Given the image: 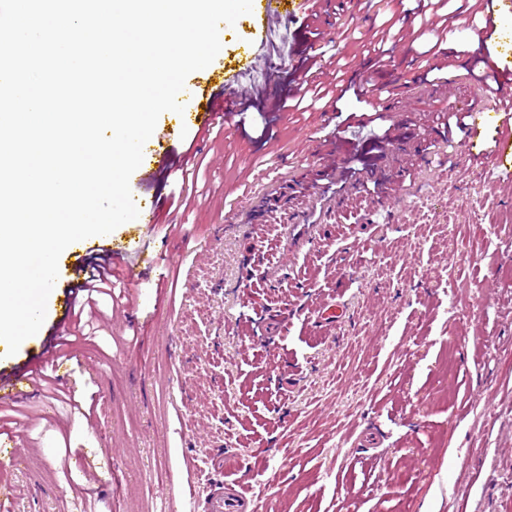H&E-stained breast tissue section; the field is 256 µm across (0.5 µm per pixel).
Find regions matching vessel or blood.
<instances>
[{
  "label": "vessel or blood",
  "instance_id": "1",
  "mask_svg": "<svg viewBox=\"0 0 512 512\" xmlns=\"http://www.w3.org/2000/svg\"><path fill=\"white\" fill-rule=\"evenodd\" d=\"M505 0H480L481 35L492 36L497 28V18ZM477 65L479 78L484 86L487 101L466 107V138L477 142L484 127L485 117H492L499 137L494 146L467 153L466 162L475 168L492 166L505 175L512 174V61L500 54L482 56ZM183 113L172 114L175 128L195 129L198 136L205 138L213 128L223 124L225 119L236 116L242 101L235 97H217L208 105H201L195 96L185 93L181 96ZM170 133L162 132L148 140L144 150L156 160L155 167L144 169L141 173L142 189L135 199L140 211L138 223L152 224L157 218V204L152 191L164 172L185 166L188 157L174 153L169 145ZM73 276L64 284L60 299V311L45 328L41 337L39 351L29 353L25 358L15 356L0 357V404L7 405L35 392L39 379L45 370V355L69 333L73 321L75 302L81 295L93 270L99 269L131 283L139 279L141 273L154 265L157 254L148 244L126 247L104 238L94 251L84 254L72 249ZM257 505L253 497L247 496L241 484L236 481L224 482L217 487L207 505V512H256Z\"/></svg>",
  "mask_w": 512,
  "mask_h": 512
}]
</instances>
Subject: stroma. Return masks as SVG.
Listing matches in <instances>:
<instances>
[{"mask_svg":"<svg viewBox=\"0 0 512 512\" xmlns=\"http://www.w3.org/2000/svg\"><path fill=\"white\" fill-rule=\"evenodd\" d=\"M288 9L221 29L224 88L210 68L187 77L250 108L209 142L172 137L201 160L203 194L183 206L179 175L158 183L160 223L112 236L159 264L108 335L48 355L95 417L40 391L0 408V429L26 433L0 480L9 512H204L233 479L259 512H512V177L471 167L439 120L481 99L479 19L449 0L457 68L435 80L436 16L397 0ZM388 21L408 38L364 52ZM247 50L258 76L235 78ZM316 50L356 94L265 108Z\"/></svg>","mask_w":512,"mask_h":512,"instance_id":"35a3bbf8","label":"stroma"}]
</instances>
